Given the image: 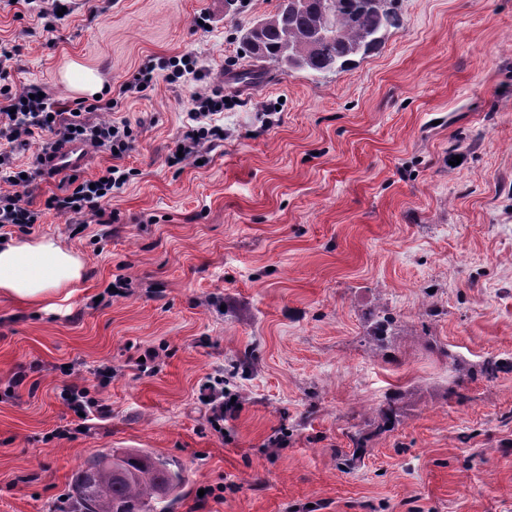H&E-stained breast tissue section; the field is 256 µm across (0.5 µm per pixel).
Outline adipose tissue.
Wrapping results in <instances>:
<instances>
[{"label": "adipose tissue", "mask_w": 512, "mask_h": 512, "mask_svg": "<svg viewBox=\"0 0 512 512\" xmlns=\"http://www.w3.org/2000/svg\"><path fill=\"white\" fill-rule=\"evenodd\" d=\"M81 260L59 241H0V291L24 300H45L82 277Z\"/></svg>", "instance_id": "obj_1"}]
</instances>
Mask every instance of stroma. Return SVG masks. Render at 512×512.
<instances>
[{"instance_id": "stroma-1", "label": "stroma", "mask_w": 512, "mask_h": 512, "mask_svg": "<svg viewBox=\"0 0 512 512\" xmlns=\"http://www.w3.org/2000/svg\"><path fill=\"white\" fill-rule=\"evenodd\" d=\"M224 2L71 0L49 33L43 0H0L20 51L0 87L71 108L87 95L66 73L92 71L134 138L76 172L130 170L110 223L46 209L58 174L31 187L39 223L11 231L59 239L84 277L44 303L0 294V512H69L73 475L109 448L183 465L172 512H512V0H399L355 69L271 64L246 86L241 31L276 0ZM182 55L197 72L169 82ZM219 86L223 141L170 165L191 91ZM488 357L504 370L471 378ZM75 381L109 408L83 433L59 397Z\"/></svg>"}]
</instances>
